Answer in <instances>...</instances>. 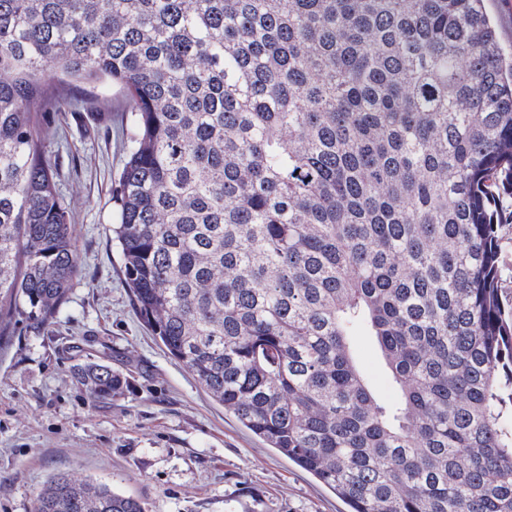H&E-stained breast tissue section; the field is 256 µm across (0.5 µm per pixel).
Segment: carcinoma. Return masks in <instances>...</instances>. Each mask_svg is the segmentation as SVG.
<instances>
[{
	"instance_id": "cac0c4a2",
	"label": "carcinoma",
	"mask_w": 512,
	"mask_h": 512,
	"mask_svg": "<svg viewBox=\"0 0 512 512\" xmlns=\"http://www.w3.org/2000/svg\"><path fill=\"white\" fill-rule=\"evenodd\" d=\"M60 73L128 98L125 281L211 398L351 512H512V56L485 0H0V332L53 325L79 275ZM32 512L148 508L58 474ZM353 345L359 367L374 389L384 398L392 397L388 376L373 342L367 336H357Z\"/></svg>"
}]
</instances>
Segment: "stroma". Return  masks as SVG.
Masks as SVG:
<instances>
[{"mask_svg": "<svg viewBox=\"0 0 512 512\" xmlns=\"http://www.w3.org/2000/svg\"><path fill=\"white\" fill-rule=\"evenodd\" d=\"M70 94L77 107L52 114L44 130L80 272L54 325L20 323L0 337V512H29L57 473L107 483L149 512H347L211 399L140 319L111 232L135 117L109 83H78ZM353 345L374 389L392 397L373 342ZM88 362L123 373L127 388L91 398L74 378Z\"/></svg>", "mask_w": 512, "mask_h": 512, "instance_id": "stroma-1", "label": "stroma"}]
</instances>
